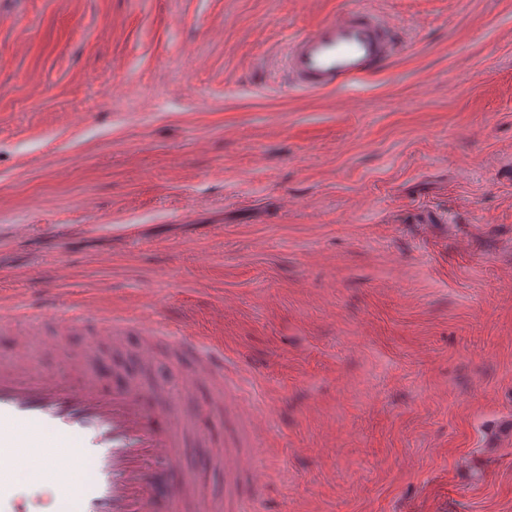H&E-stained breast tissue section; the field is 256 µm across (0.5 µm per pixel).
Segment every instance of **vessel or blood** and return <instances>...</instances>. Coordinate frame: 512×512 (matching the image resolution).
Returning a JSON list of instances; mask_svg holds the SVG:
<instances>
[{
    "mask_svg": "<svg viewBox=\"0 0 512 512\" xmlns=\"http://www.w3.org/2000/svg\"><path fill=\"white\" fill-rule=\"evenodd\" d=\"M401 48L394 26L367 0L320 21L288 44L283 66L294 88L318 94L367 80L386 68ZM45 318L61 329L92 324L99 338H112L127 322L110 305H80L61 312L55 294L41 305L14 307L11 322ZM174 357L188 379L204 378L224 387V348L202 336L177 332L152 336L141 357L150 363L158 350ZM68 371L47 376L34 370L28 339L16 338L12 356L0 359V512H29L19 493L25 480L50 476L55 483L53 512H217L198 493L195 473L177 459L199 417L221 409L217 398L184 413L161 403L140 377L105 387L92 353L72 355L66 342L51 344ZM256 440L224 443L226 495H236L247 458L261 453Z\"/></svg>",
    "mask_w": 512,
    "mask_h": 512,
    "instance_id": "1",
    "label": "vessel or blood"
}]
</instances>
